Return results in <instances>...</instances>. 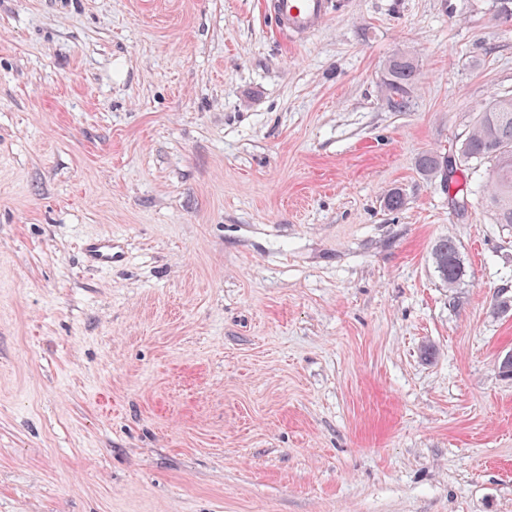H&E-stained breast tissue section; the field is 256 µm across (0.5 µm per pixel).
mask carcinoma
<instances>
[{"mask_svg":"<svg viewBox=\"0 0 512 512\" xmlns=\"http://www.w3.org/2000/svg\"><path fill=\"white\" fill-rule=\"evenodd\" d=\"M419 75L417 61L408 54L398 51L389 58L383 84L394 111L409 108ZM459 155L467 163L490 164L485 202L496 223L512 224V97H497L483 109L472 132L462 142ZM448 161L446 155L425 153L419 158V167L428 174H440L446 185ZM433 264L438 278L450 288L459 285L467 275L458 247L449 237L435 244Z\"/></svg>","mask_w":512,"mask_h":512,"instance_id":"cac0c4a2","label":"carcinoma"}]
</instances>
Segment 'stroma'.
<instances>
[{
  "label": "stroma",
  "mask_w": 512,
  "mask_h": 512,
  "mask_svg": "<svg viewBox=\"0 0 512 512\" xmlns=\"http://www.w3.org/2000/svg\"><path fill=\"white\" fill-rule=\"evenodd\" d=\"M501 2L0 0V512H512ZM328 0H270L276 25L294 37L312 33L326 18ZM420 69L417 61L404 52H395L388 60L384 88L390 107L396 112L409 108L417 87ZM459 155L467 163L490 164L485 202L496 223L512 224V97L494 98L483 109ZM448 155L435 153H425L419 158V167L428 174H437L441 176L443 184L448 185ZM114 249L112 235L90 239L85 244L86 257L101 269L111 268L112 263L119 257ZM432 255L434 270L444 284L455 288L464 280L467 270L458 247L451 238L439 240Z\"/></svg>",
  "instance_id": "obj_1"
}]
</instances>
